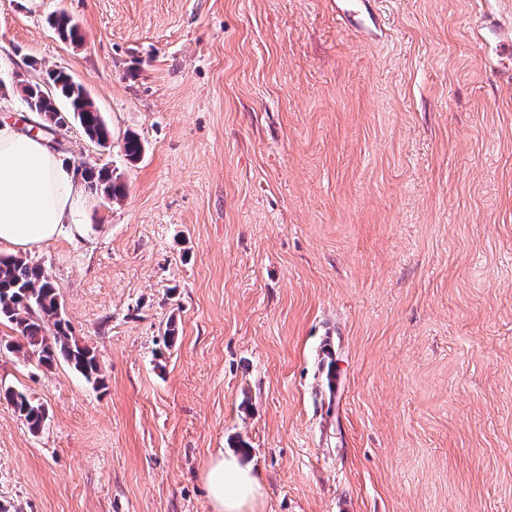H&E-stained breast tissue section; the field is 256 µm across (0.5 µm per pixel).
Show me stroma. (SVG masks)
I'll return each mask as SVG.
<instances>
[{
	"label": "stroma",
	"instance_id": "stroma-1",
	"mask_svg": "<svg viewBox=\"0 0 512 512\" xmlns=\"http://www.w3.org/2000/svg\"><path fill=\"white\" fill-rule=\"evenodd\" d=\"M374 9L366 38L336 0H0V122L65 70L112 145L58 155L125 189L26 253L104 384L0 355L47 409L0 401L1 504L211 512L221 449L258 512H512V0ZM2 398L13 406L18 417L31 433H38L42 429L46 420V410L43 405L33 402L25 393L13 389H5L3 395L1 390L0 400Z\"/></svg>",
	"mask_w": 512,
	"mask_h": 512
}]
</instances>
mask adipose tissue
<instances>
[{
	"mask_svg": "<svg viewBox=\"0 0 512 512\" xmlns=\"http://www.w3.org/2000/svg\"><path fill=\"white\" fill-rule=\"evenodd\" d=\"M82 187L72 167L40 138L0 123V244L27 250L48 244L75 221ZM212 512H256L263 486L252 467L231 453L212 455L203 471Z\"/></svg>",
	"mask_w": 512,
	"mask_h": 512,
	"instance_id": "obj_1",
	"label": "adipose tissue"
}]
</instances>
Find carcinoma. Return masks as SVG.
Instances as JSON below:
<instances>
[{
  "mask_svg": "<svg viewBox=\"0 0 512 512\" xmlns=\"http://www.w3.org/2000/svg\"><path fill=\"white\" fill-rule=\"evenodd\" d=\"M54 26L70 40L78 39L77 27L65 14L55 17ZM49 81L53 86L51 92L39 82H27L21 87L29 110L40 116L44 126L62 127L71 118L93 142L100 144L112 138L111 130L83 87L71 82L70 76L62 71L50 73ZM123 150L126 159L135 162L143 154L144 146L137 136L129 134L123 140ZM81 178L109 200L124 197L123 185L113 181L103 167L94 165ZM62 310L60 291L40 265L18 255L0 257V321H7L17 333V342L5 344L6 351L45 366L61 359L88 382L103 385L96 355L72 341ZM2 398L13 406L30 432L42 429L46 420L43 405L13 389L1 393Z\"/></svg>",
  "mask_w": 512,
  "mask_h": 512,
  "instance_id": "carcinoma-1",
  "label": "carcinoma"
}]
</instances>
